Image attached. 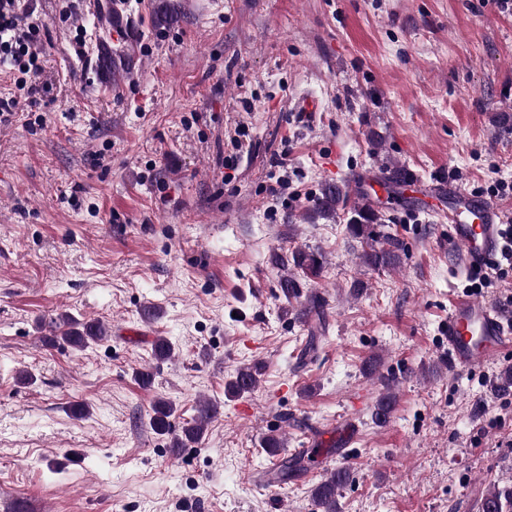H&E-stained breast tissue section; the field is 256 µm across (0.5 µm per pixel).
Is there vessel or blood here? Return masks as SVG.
Returning <instances> with one entry per match:
<instances>
[{
  "label": "vessel or blood",
  "mask_w": 512,
  "mask_h": 512,
  "mask_svg": "<svg viewBox=\"0 0 512 512\" xmlns=\"http://www.w3.org/2000/svg\"><path fill=\"white\" fill-rule=\"evenodd\" d=\"M428 190L453 201L448 209L449 237L458 248L459 273L468 275L483 268L499 247L503 221L500 207L442 180L431 183ZM444 332L450 364L457 371L471 369L492 356L512 353V329L507 328L491 303L481 299L455 297Z\"/></svg>",
  "instance_id": "1"
}]
</instances>
